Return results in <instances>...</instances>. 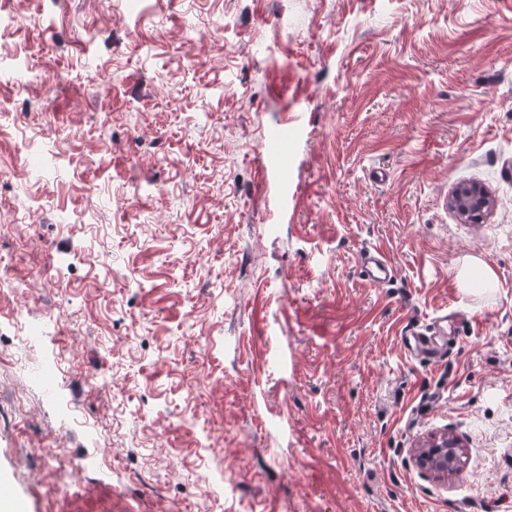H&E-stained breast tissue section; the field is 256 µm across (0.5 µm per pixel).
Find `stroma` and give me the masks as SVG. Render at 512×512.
<instances>
[{
    "mask_svg": "<svg viewBox=\"0 0 512 512\" xmlns=\"http://www.w3.org/2000/svg\"><path fill=\"white\" fill-rule=\"evenodd\" d=\"M0 10L20 512H512V0ZM451 311L440 358L404 350ZM442 432L445 480L412 457ZM451 204L461 216L467 219L468 216L483 214L489 207V198L480 188L462 187L455 193ZM361 262L368 279L376 285H381L393 277L394 268L391 262L379 250L364 252ZM464 446L448 433L434 434L415 449L416 464L440 479H448V473H457L462 464Z\"/></svg>",
    "mask_w": 512,
    "mask_h": 512,
    "instance_id": "stroma-1",
    "label": "stroma"
}]
</instances>
